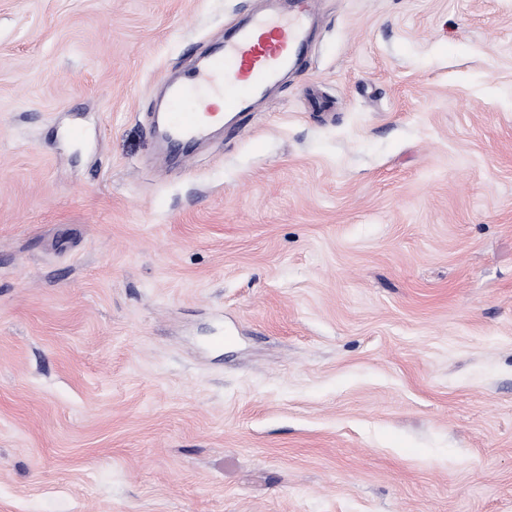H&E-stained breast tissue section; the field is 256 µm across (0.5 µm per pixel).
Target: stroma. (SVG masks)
I'll use <instances>...</instances> for the list:
<instances>
[{"label":"stroma","instance_id":"35a3bbf8","mask_svg":"<svg viewBox=\"0 0 512 512\" xmlns=\"http://www.w3.org/2000/svg\"><path fill=\"white\" fill-rule=\"evenodd\" d=\"M260 2L0 0V512H512V0H316L157 157ZM289 3L285 12L252 14L248 23L212 51L188 83L170 90L162 133L171 146L203 142L226 113L250 112L258 92L307 51L315 1ZM199 92L219 96L222 111L209 104L198 109L191 98L198 99Z\"/></svg>","mask_w":512,"mask_h":512}]
</instances>
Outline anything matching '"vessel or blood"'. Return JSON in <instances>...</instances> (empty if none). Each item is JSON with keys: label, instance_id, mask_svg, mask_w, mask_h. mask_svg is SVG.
Wrapping results in <instances>:
<instances>
[{"label": "vessel or blood", "instance_id": "vessel-or-blood-1", "mask_svg": "<svg viewBox=\"0 0 512 512\" xmlns=\"http://www.w3.org/2000/svg\"><path fill=\"white\" fill-rule=\"evenodd\" d=\"M314 4L291 0L287 11L251 16L189 82L174 86L162 126L169 144L203 142L225 114L250 111L258 92L306 52Z\"/></svg>", "mask_w": 512, "mask_h": 512}]
</instances>
